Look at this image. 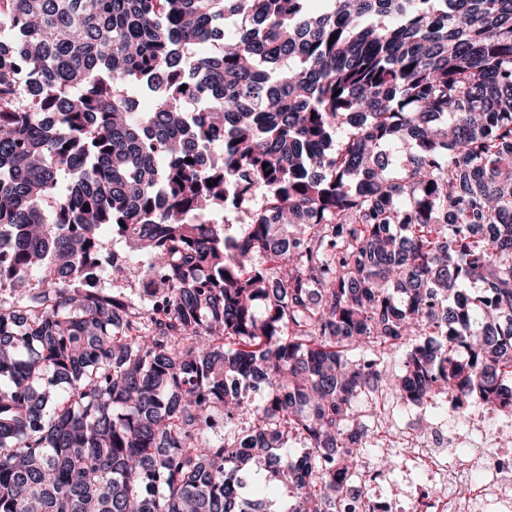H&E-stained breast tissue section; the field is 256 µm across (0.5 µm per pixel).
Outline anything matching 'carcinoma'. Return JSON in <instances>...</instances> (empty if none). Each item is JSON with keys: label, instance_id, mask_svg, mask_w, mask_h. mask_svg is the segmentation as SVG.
I'll return each mask as SVG.
<instances>
[{"label": "carcinoma", "instance_id": "carcinoma-1", "mask_svg": "<svg viewBox=\"0 0 512 512\" xmlns=\"http://www.w3.org/2000/svg\"><path fill=\"white\" fill-rule=\"evenodd\" d=\"M2 29L0 512H275L274 481L336 512L360 397H512V0H0ZM105 225L144 307L81 285Z\"/></svg>", "mask_w": 512, "mask_h": 512}]
</instances>
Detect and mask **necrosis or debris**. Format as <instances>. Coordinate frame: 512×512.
<instances>
[{"mask_svg":"<svg viewBox=\"0 0 512 512\" xmlns=\"http://www.w3.org/2000/svg\"><path fill=\"white\" fill-rule=\"evenodd\" d=\"M460 419L451 429L423 417L359 440L336 512H512V448L499 441L512 430V405L474 407ZM370 443L402 457L401 480L365 454Z\"/></svg>","mask_w":512,"mask_h":512,"instance_id":"obj_1","label":"necrosis or debris"}]
</instances>
